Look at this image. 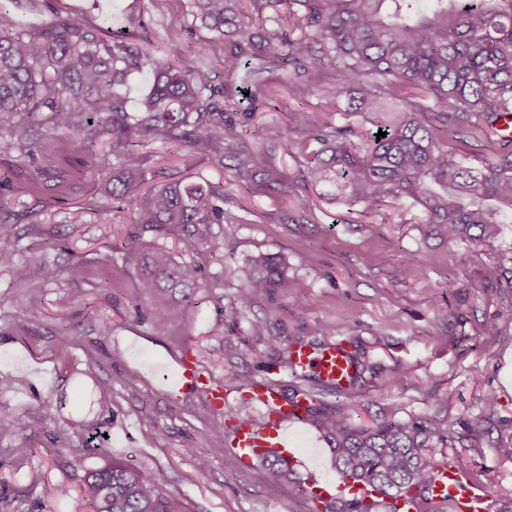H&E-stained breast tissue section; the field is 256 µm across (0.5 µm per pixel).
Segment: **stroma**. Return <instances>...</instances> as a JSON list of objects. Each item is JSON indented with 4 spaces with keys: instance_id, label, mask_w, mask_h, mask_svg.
<instances>
[{
    "instance_id": "1",
    "label": "stroma",
    "mask_w": 512,
    "mask_h": 512,
    "mask_svg": "<svg viewBox=\"0 0 512 512\" xmlns=\"http://www.w3.org/2000/svg\"><path fill=\"white\" fill-rule=\"evenodd\" d=\"M59 15L124 30L140 45L160 48L174 39L186 60L223 66V42L194 27L188 0H48L17 9L18 29L37 34ZM183 148L157 139L141 146L148 184L180 177L172 156ZM32 151L30 159L16 149L0 152V178L12 188L1 201L18 239L16 258L30 266L29 284L20 288L0 265V373L12 377L0 388V408L34 426L23 438L0 420V512H75L73 500L54 487L78 486L71 460L100 465L86 446L89 433L104 435L113 459L162 483L189 512H314L309 477L333 483L338 475L332 443L313 424L288 429L302 465L291 467L287 479L260 483L236 457L230 437L213 435L211 422L263 417L242 377L293 387L290 373L276 365L280 348L326 340L344 343L362 366L349 388L324 387L320 400L365 426L388 408L403 420H447L451 431L431 448L433 460H458L492 493L496 512H512V457L501 452L512 445V223L502 225L490 248L427 239L420 231L426 212L410 200L366 214L309 208L307 159L284 154L280 145L271 154L291 187L281 202L246 193L230 170L201 151L196 175L223 185L225 211L242 222L201 254L177 236L142 234V242L200 266L204 289L187 307L172 308L120 270L134 229L132 205L100 192L92 168L65 136L37 137ZM306 209L309 222L292 223ZM73 252L86 263L75 280L57 273ZM260 252L287 256L288 279L272 295L246 302L226 271ZM409 262L423 265L426 276L402 278L398 269ZM107 263L115 269L108 284ZM494 264L502 276L490 283L483 270ZM64 299L76 336L63 352L55 313ZM157 319L166 321V334L154 331ZM258 320L269 323L280 347L251 335ZM322 323L329 336L319 334ZM184 352L223 391V410H211L202 391L169 395L167 380ZM488 394L497 400L491 412L484 409ZM23 442L29 455L16 452ZM202 457L203 473L196 468Z\"/></svg>"
}]
</instances>
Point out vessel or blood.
Returning a JSON list of instances; mask_svg holds the SVG:
<instances>
[{"label": "vessel or blood", "instance_id": "1", "mask_svg": "<svg viewBox=\"0 0 512 512\" xmlns=\"http://www.w3.org/2000/svg\"><path fill=\"white\" fill-rule=\"evenodd\" d=\"M291 360L296 368L317 374L326 384L340 389L348 388L356 376V367L346 349L335 342H325L317 347L301 346L293 349ZM201 376L192 362L179 358L178 370L170 381L172 389L182 391L199 387ZM251 399L264 405L269 417L276 422L274 430H257L248 425L240 426L232 434L231 444L242 463L251 465L267 456H276L292 463L300 457L293 447L286 427L291 423L307 420L306 404L298 400L292 403L280 398L269 384L256 383ZM436 479L427 493L433 503H447L455 512H494L495 502L491 493L472 479L469 470L454 460L437 463Z\"/></svg>", "mask_w": 512, "mask_h": 512}]
</instances>
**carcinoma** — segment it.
<instances>
[{
    "label": "carcinoma",
    "instance_id": "cac0c4a2",
    "mask_svg": "<svg viewBox=\"0 0 512 512\" xmlns=\"http://www.w3.org/2000/svg\"><path fill=\"white\" fill-rule=\"evenodd\" d=\"M0 0V113L19 116L0 151L24 150L31 157L26 117L48 110V129L67 136L73 153L96 159L97 138H113L115 163L101 189L135 204L133 224L143 231L172 230L190 248L204 251L215 224H242L224 210V187L184 179L162 181L139 195L145 180L142 155L133 140L153 135L182 140L210 153L220 167L231 161L246 191L254 184L273 194L289 189L288 175L265 146L276 141L286 153L309 152L306 182L328 186L319 199L333 205H379L408 199L427 213L425 224L448 242L468 238L491 243L512 219V152L495 128L512 113V0H191L193 21L224 40V69L193 65L172 43L154 58L126 41L104 40L89 20L58 17L35 36L17 32L13 5ZM336 66V83L320 71ZM133 70L153 75L149 93L130 112L115 87ZM282 73L288 97L305 101L312 93L339 99L347 86L361 91L358 104L343 111L365 112L386 137L357 142L352 128L325 135L305 113L292 123L264 127L249 135L231 117L247 118L272 107L271 76ZM96 91L97 107L85 100ZM300 131L296 141L291 133ZM470 138L496 150L493 159L444 145ZM321 144L309 150L311 143ZM479 160L474 165L473 160ZM17 240L0 227V261L11 259ZM124 269L135 270L146 294L164 292L172 303L189 302L199 288V266L177 260L169 250L140 244L131 235ZM245 298L269 294L288 276L283 255L259 253L231 271ZM308 401L310 421L334 444L336 472L392 499L422 498L435 462L428 453L447 438L444 421L401 420L391 414L366 428L342 408L324 407L295 387L285 398ZM82 471L78 512H185L154 479L114 459L97 467L71 463ZM278 458L265 461L255 479L266 482L286 472ZM318 512H372L355 496L323 502Z\"/></svg>",
    "mask_w": 512,
    "mask_h": 512
}]
</instances>
